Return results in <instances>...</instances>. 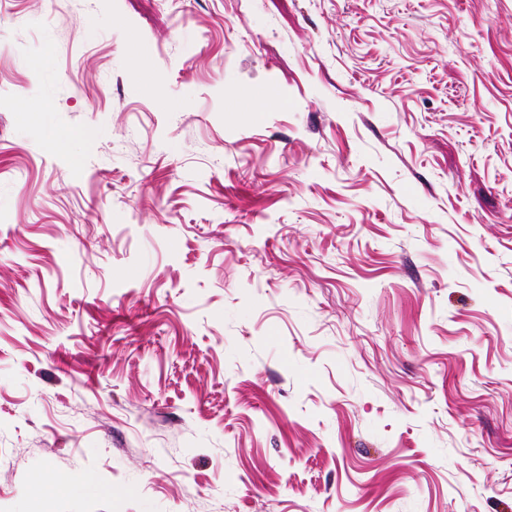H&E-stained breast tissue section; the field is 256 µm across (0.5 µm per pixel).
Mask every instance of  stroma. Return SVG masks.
I'll return each mask as SVG.
<instances>
[{"label": "stroma", "instance_id": "1", "mask_svg": "<svg viewBox=\"0 0 512 512\" xmlns=\"http://www.w3.org/2000/svg\"><path fill=\"white\" fill-rule=\"evenodd\" d=\"M44 474L512 512V0H0V512Z\"/></svg>", "mask_w": 512, "mask_h": 512}]
</instances>
